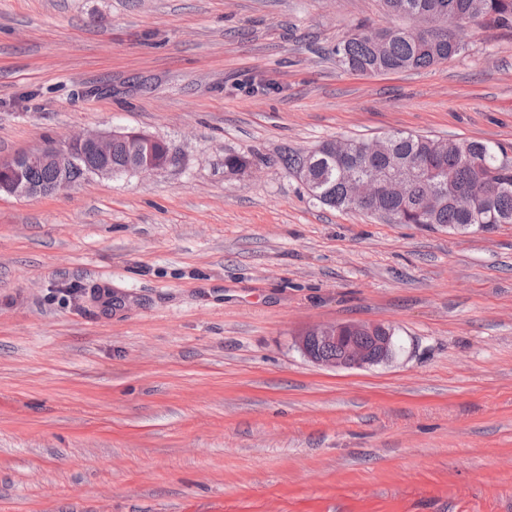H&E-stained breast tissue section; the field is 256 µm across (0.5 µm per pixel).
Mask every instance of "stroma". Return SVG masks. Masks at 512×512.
<instances>
[{
  "label": "stroma",
  "instance_id": "stroma-1",
  "mask_svg": "<svg viewBox=\"0 0 512 512\" xmlns=\"http://www.w3.org/2000/svg\"><path fill=\"white\" fill-rule=\"evenodd\" d=\"M380 0H0V156L132 128L180 162L0 193V512H512V224H394L284 165L393 131L512 153V29L345 70ZM249 168L229 172L228 155ZM376 321L388 361L295 339ZM389 328L373 321L330 323L304 331L296 342L302 353L319 366L362 369L392 356L393 333Z\"/></svg>",
  "mask_w": 512,
  "mask_h": 512
}]
</instances>
